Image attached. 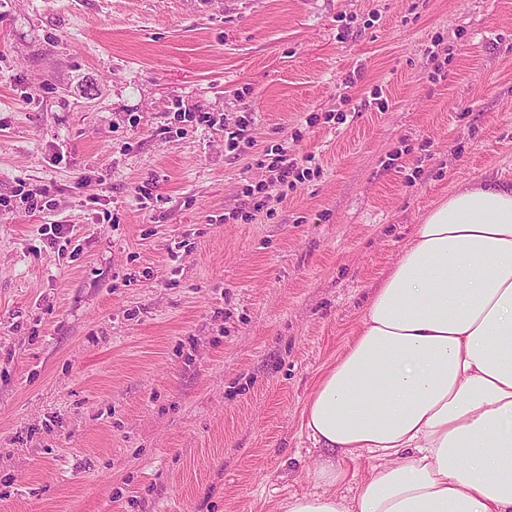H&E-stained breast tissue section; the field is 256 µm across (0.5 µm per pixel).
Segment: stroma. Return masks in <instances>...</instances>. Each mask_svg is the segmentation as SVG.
<instances>
[{"instance_id":"obj_1","label":"stroma","mask_w":512,"mask_h":512,"mask_svg":"<svg viewBox=\"0 0 512 512\" xmlns=\"http://www.w3.org/2000/svg\"><path fill=\"white\" fill-rule=\"evenodd\" d=\"M282 145L315 173L255 207ZM482 178L512 0H0V512H280L320 372Z\"/></svg>"}]
</instances>
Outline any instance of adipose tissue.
<instances>
[{
    "label": "adipose tissue",
    "instance_id": "ef3b65f1",
    "mask_svg": "<svg viewBox=\"0 0 512 512\" xmlns=\"http://www.w3.org/2000/svg\"><path fill=\"white\" fill-rule=\"evenodd\" d=\"M301 428L321 455L282 512H512V181L461 184L413 226Z\"/></svg>",
    "mask_w": 512,
    "mask_h": 512
}]
</instances>
